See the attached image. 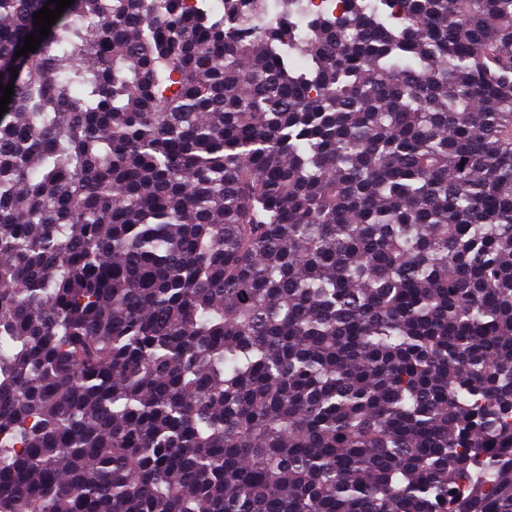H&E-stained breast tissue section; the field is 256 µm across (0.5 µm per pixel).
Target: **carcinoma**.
Segmentation results:
<instances>
[{"mask_svg": "<svg viewBox=\"0 0 512 512\" xmlns=\"http://www.w3.org/2000/svg\"><path fill=\"white\" fill-rule=\"evenodd\" d=\"M220 2L0 0V512H512V0Z\"/></svg>", "mask_w": 512, "mask_h": 512, "instance_id": "carcinoma-1", "label": "carcinoma"}]
</instances>
